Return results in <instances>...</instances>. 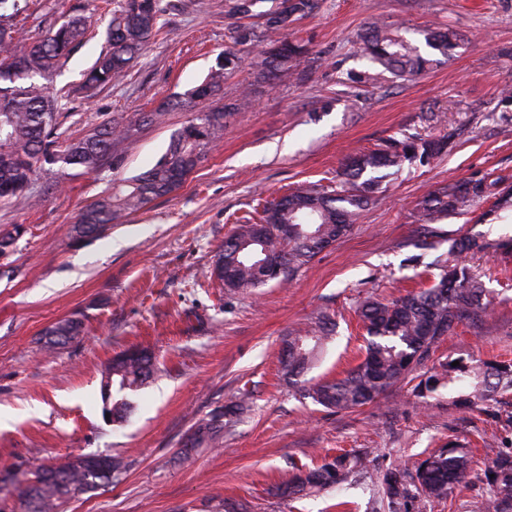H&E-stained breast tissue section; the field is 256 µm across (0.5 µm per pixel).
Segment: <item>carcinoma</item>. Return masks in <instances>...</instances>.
I'll use <instances>...</instances> for the list:
<instances>
[{"label": "carcinoma", "instance_id": "cac0c4a2", "mask_svg": "<svg viewBox=\"0 0 512 512\" xmlns=\"http://www.w3.org/2000/svg\"><path fill=\"white\" fill-rule=\"evenodd\" d=\"M23 11L18 0H0V23L13 28ZM161 12L159 0H149L147 9L139 12L135 11L133 0H121L105 30L106 46L82 72L81 89L96 90L124 77L130 64L160 31ZM88 36L87 21L81 15L69 17L24 50L14 48L12 36L6 37L0 31V203L25 196L44 163L95 173L110 159L112 142L131 138L128 127L110 121L83 137L64 138L59 132L60 105L50 93L49 80L63 67L72 50L88 41ZM270 44L260 61V77L271 85L297 67L307 49L280 39H272ZM366 50L395 75L412 77L424 71L426 61L397 29H373ZM234 67L235 55L224 53V63L203 81L210 95L221 90L225 71ZM201 86L187 93V102L207 99ZM223 135L224 107L212 106L198 112L152 168L118 188L108 187L81 208L73 227L81 228L83 236L95 238L122 214L138 211L152 200L177 191L201 162L204 147ZM446 146L442 138L418 133L392 136L381 147L346 160L347 179L341 189L325 192L311 185L266 202L261 219L237 222L214 255L224 269L220 276L224 289L244 292L263 285L256 280L253 269L255 248L251 240L257 235L264 236L267 247L282 260L283 269L275 280L289 281L296 271L349 231L359 211L377 198L382 182L380 171L398 172L407 164L428 162ZM488 194L489 184L483 177L439 187L419 203L418 221L438 224L451 214L468 213ZM280 224L294 225L295 235L282 239L278 233ZM485 310V287L480 277L459 259L441 265L426 288L389 302H363L359 315L368 335L364 358L340 378L307 382L301 395L336 411L374 402L410 374L444 337ZM330 323V316L322 313L312 333L288 339L282 360L286 375L299 376L308 369L329 335ZM81 331L80 320L68 319L48 328L46 335L62 332L74 337ZM153 373L152 357L143 362L108 364L101 388L103 414L111 415L114 422L124 421L131 410L125 391L138 390ZM110 382L119 384L114 394L107 390ZM440 388L456 393L459 402L476 408L495 393L512 389V365L481 359L457 366L449 364L431 375L423 386L428 392ZM223 429L220 415L199 425L196 441L217 444ZM370 463L368 451L340 453L317 468L299 471L283 493L290 496L339 485L355 473H370ZM475 463L468 449L450 445L418 463L412 483L407 472L399 468L383 472V496L391 512H401L412 486L427 499H446L466 481ZM121 468L122 462L114 458L109 471L98 473L78 457L58 466L42 467L36 471L34 481L21 490L26 512H55L67 498V488L94 491L111 483ZM490 473L489 492L476 503L475 512H512V452L496 453Z\"/></svg>", "mask_w": 512, "mask_h": 512}]
</instances>
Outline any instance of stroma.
Returning <instances> with one entry per match:
<instances>
[{
  "label": "stroma",
  "instance_id": "obj_1",
  "mask_svg": "<svg viewBox=\"0 0 512 512\" xmlns=\"http://www.w3.org/2000/svg\"><path fill=\"white\" fill-rule=\"evenodd\" d=\"M165 2L161 32L111 88L80 87L97 38L74 50L51 84L66 133L83 136L110 120L132 125L133 137L115 141L100 172L47 164L27 196L0 204V230L23 229L0 256V512H24L22 482L39 466L93 453L119 458L122 473L58 512H389L368 479L294 499L280 489L340 449L371 450L373 469L383 471L449 443L477 448L479 466L448 499H416L408 509L471 512L495 452L512 451V390L469 412L447 390L418 392L447 362L512 361V213L490 214L487 201L439 224L417 223L416 213L453 180L484 176L512 188V105L500 96L512 86V0H313L311 12L286 20L280 0ZM76 14L96 31L109 19L102 0H27L13 43L29 47ZM401 22L426 61L409 80L363 51L370 27ZM435 28L456 33L449 51L427 44ZM273 38L309 53L299 71L270 85L257 63ZM227 50L238 66L219 99L223 138L176 192L101 237L72 239L83 206L167 152L193 117L185 92ZM159 110L162 121H150ZM442 129L447 152L386 178L380 199L288 284L233 294L214 276L213 256L237 218L291 188L337 189L345 160L388 137ZM471 236L486 245L465 261L483 277L487 312L459 325L380 399L336 413L284 378L288 336L321 311L335 328L306 376L341 377L365 354L360 303L429 285L454 243ZM74 314L82 336L46 349L45 330ZM135 347L154 353L156 371L130 393L129 420L112 423L102 413V371ZM244 392L251 408L225 427L221 445L185 449L198 424Z\"/></svg>",
  "mask_w": 512,
  "mask_h": 512
}]
</instances>
